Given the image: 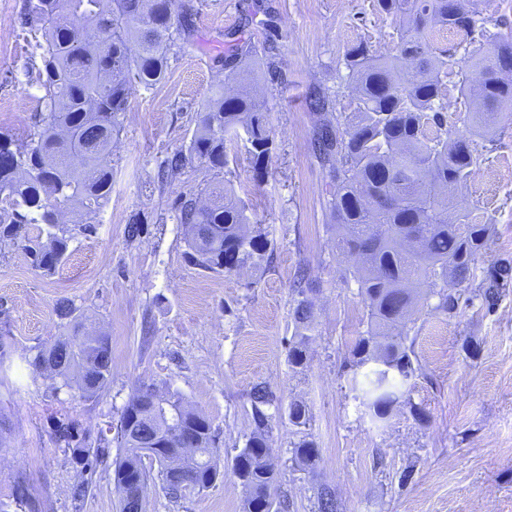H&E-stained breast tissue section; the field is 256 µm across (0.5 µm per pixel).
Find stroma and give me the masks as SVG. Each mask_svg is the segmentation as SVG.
Returning <instances> with one entry per match:
<instances>
[{"label": "stroma", "mask_w": 512, "mask_h": 512, "mask_svg": "<svg viewBox=\"0 0 512 512\" xmlns=\"http://www.w3.org/2000/svg\"><path fill=\"white\" fill-rule=\"evenodd\" d=\"M189 2L193 25L165 80L132 91L112 146V194L92 232L74 233L66 260L49 276L23 249L0 250V512H119L112 470L121 450L101 435L142 384L179 393L211 419L225 472L204 493L177 502L150 481L144 512H242L243 489L230 468L254 428L249 393L260 383L279 402L300 400L309 410L306 425L281 415L268 433L281 467L275 495L290 501V512H315L321 486L335 491L341 512H512V284L491 315L476 306L452 316L418 314L412 335L422 370L402 388L425 408V421L400 405L387 421L372 420L342 368L368 314L356 283L344 278L349 258L336 252L324 207L326 173L311 153L317 117L307 98L319 89L336 111L350 112L343 54L359 42L389 53L396 19L378 13L375 0ZM23 3L8 0L0 31V130L20 137L41 95L25 73L32 47L18 24ZM270 17L279 50L275 78L261 84L273 131L266 172L255 174L241 135L227 140L224 171L195 164L160 182V161L188 143L211 88L224 80L217 59L225 33L261 46ZM476 144L488 146L487 159L455 203L496 228L478 261L486 271L512 259V114L497 115L493 145L481 138ZM216 178L244 201L270 253L239 274L193 265L177 221L182 196ZM136 213L144 231L131 240L126 227ZM301 267L314 286L315 336L307 364L296 369L288 347L292 281ZM62 298L112 341L111 383L91 400L56 393L51 375L25 362L61 334L54 308ZM61 413L101 451L92 490L80 501L71 494L70 454L54 439ZM303 439L320 452L311 471L295 470L290 460V448Z\"/></svg>", "instance_id": "35a3bbf8"}]
</instances>
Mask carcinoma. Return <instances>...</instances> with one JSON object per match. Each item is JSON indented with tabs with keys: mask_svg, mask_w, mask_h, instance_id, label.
<instances>
[{
	"mask_svg": "<svg viewBox=\"0 0 512 512\" xmlns=\"http://www.w3.org/2000/svg\"><path fill=\"white\" fill-rule=\"evenodd\" d=\"M380 13L399 19L393 52L376 56L357 43L347 48L344 64L357 95L353 111L339 112L318 123L313 154L328 177L325 208L336 219V252L357 257L344 276L358 285L368 312L367 329L358 336L345 366L352 371V388L362 392V404L375 421L387 418L401 402L412 416L424 408L402 397L395 381L420 370L410 343V317L426 306L454 315L462 306L479 302L486 314L495 312L499 289L512 280V261L503 259L492 271L477 274L479 256L490 248L493 228L473 223L471 213L456 211L452 190L470 180L480 164L471 147L472 136L486 133L500 112H512V30L487 34V20L467 0H376ZM192 5L179 0H24L19 24L37 27L41 41L38 59L26 75L43 91L40 112L27 140L0 132V244L25 247L35 267L54 273L66 258L72 228L60 213L73 205L97 212L112 193V145L121 130L133 84L146 87L167 75L174 48L189 31ZM445 27L464 36V57L457 60L436 46L430 29ZM459 76V94L467 103L480 97L466 130L442 135L444 78ZM224 80L240 91L212 94L200 114L186 148L161 164L173 176L196 162L214 171L228 166L226 136L244 132L254 170L260 174L271 154L273 139L265 102L251 91L257 80L253 49L240 47L224 57ZM310 109L327 113L333 100L316 92ZM208 200L184 197L178 223L187 231L194 265L214 274H233L261 259L267 242L249 231L245 204L225 183L206 187ZM39 226L32 237L29 227ZM470 285V291L448 288V278ZM307 272L299 268L294 280V333L288 360L302 367L313 336V304ZM55 314L65 332L37 349L35 367L54 362L55 390L75 391L89 400L112 379L109 338L87 335V316L63 300ZM372 365L366 378L359 369ZM255 428L233 460L250 461L268 448L271 422L281 405L271 391L256 385L250 392ZM274 412H267V408ZM172 436L175 445L200 449V461L187 470L172 466L176 452L165 449L144 463L139 438L128 432L130 419ZM288 418L304 426L306 404L293 400ZM56 442L71 455L78 476L75 495L91 490L95 460L78 424L59 419ZM122 453L112 471L120 512L133 502L127 492L134 480L147 484V465L158 466L165 494L174 500L200 494L224 476L219 467L221 448L211 420L190 408L177 393L135 389L124 405L115 437ZM292 463L314 470L319 449L302 440L290 449ZM246 495L242 512H256L271 494L278 472L270 460L255 466L231 467ZM317 512H340L341 503L326 486L316 491Z\"/></svg>",
	"mask_w": 512,
	"mask_h": 512,
	"instance_id": "obj_1",
	"label": "carcinoma"
}]
</instances>
